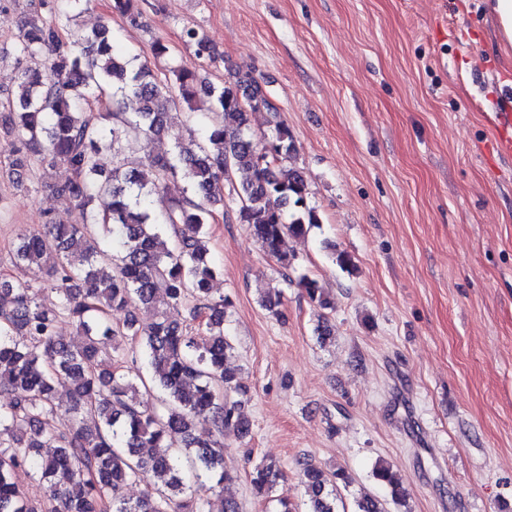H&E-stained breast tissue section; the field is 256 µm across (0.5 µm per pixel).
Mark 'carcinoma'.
I'll return each mask as SVG.
<instances>
[{"instance_id":"obj_1","label":"carcinoma","mask_w":512,"mask_h":512,"mask_svg":"<svg viewBox=\"0 0 512 512\" xmlns=\"http://www.w3.org/2000/svg\"><path fill=\"white\" fill-rule=\"evenodd\" d=\"M39 8L19 29L16 52L45 57V70L21 71L17 93L0 102L9 180H24L58 166L69 177L54 194L65 208L79 209L82 224H63L49 213L44 224L17 237L10 251L19 271L43 274L39 287L57 295L51 307L33 285L0 275V512H208L205 492L230 476L223 468L224 431L244 437L249 421L236 372L226 367L235 351L224 334L229 301L213 293L217 266L210 255L208 225L224 202L223 184L236 173V219L246 224L263 253L286 270L296 257L283 249L287 236L304 237L320 224L308 204V184L292 166L288 125L272 117L256 138L250 111L275 108L253 83L230 76L216 84L199 70L170 66L164 77L137 57L114 52L112 29L102 25L72 40L67 32L91 0H64ZM112 12L135 23L136 0H110ZM200 66L218 53L204 32L185 31ZM186 121L200 127L173 130L172 92ZM134 98L137 111L122 110ZM169 137L166 153L146 152L153 179L127 166L125 152L152 138ZM112 153V167L103 162ZM184 183L170 194V185ZM112 195L100 213L93 201ZM297 285L311 303L331 308L318 282L302 274ZM143 305L154 320L130 315L112 321L111 311ZM76 327L78 340L57 338L60 320ZM142 359L148 375L133 374ZM68 389L59 403L56 385ZM160 391V406L149 402ZM65 428L52 425L58 412ZM207 424L212 438L195 427ZM296 466L308 496L307 512L339 508L345 470L326 471L306 458ZM19 468L32 472L31 491L13 481ZM373 477L392 503H406L398 474L377 463ZM283 478L278 461L263 459L250 473L254 492L267 497ZM143 482L137 499L123 487ZM354 512H388L382 500L361 490Z\"/></svg>"}]
</instances>
